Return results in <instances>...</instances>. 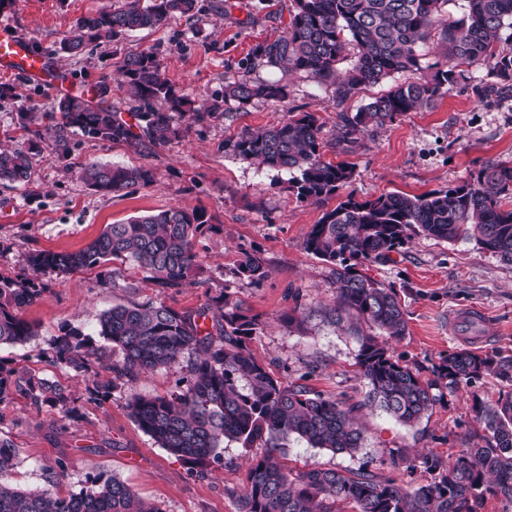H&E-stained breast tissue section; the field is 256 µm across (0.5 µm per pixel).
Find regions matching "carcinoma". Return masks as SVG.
I'll return each mask as SVG.
<instances>
[{"instance_id":"cac0c4a2","label":"carcinoma","mask_w":512,"mask_h":512,"mask_svg":"<svg viewBox=\"0 0 512 512\" xmlns=\"http://www.w3.org/2000/svg\"><path fill=\"white\" fill-rule=\"evenodd\" d=\"M448 0H293L289 22L280 35L255 48L252 61L224 85L209 111L196 120L235 103L283 102L288 85L251 77L258 66L303 72L318 84L335 87L342 105L369 85L394 74L422 69L421 45L440 30L438 59L427 65L426 78L391 86L356 112L337 113L332 145L341 153L361 136L392 123L400 115L433 106L466 79L465 69L489 67L494 81L477 89L481 97L512 96V0H465V15L443 18ZM198 0H127L118 9L77 21L59 48L78 55L91 43L120 33L154 28L168 19L192 17ZM355 50L351 66L341 71L348 47ZM133 94L137 124L118 115L100 92L97 99L66 94L57 112L48 115L47 146L66 152L75 130L112 142L166 144L183 137L175 115L189 111L190 100L176 93L164 78L160 61L149 52L130 54L120 67ZM323 125L314 112L289 113L281 124L249 129L233 145L245 160L295 173L290 188L300 201L324 203L348 184L353 168L346 162L323 160ZM31 156L21 149L0 150V181L22 182L29 176ZM83 180L98 192H119L150 180L147 170L91 163ZM512 195V164L491 163L470 174L461 185L422 195L389 193L372 200L349 194L327 210L308 233L305 250L336 266V303L389 338L406 334L405 310L398 294L363 273V267L384 263L415 236L448 242L472 239L479 247L512 262V208L502 201ZM203 215L169 208L110 224L78 251L34 253L35 272L67 274L103 266L115 259L130 261L150 274L162 291L185 286L198 266L195 239L203 233ZM237 273L253 282L267 277L261 258L243 253ZM45 288L27 277H0V345L16 344L34 335L20 310L41 298ZM99 335L112 343L121 359L112 363V380L134 382L149 371L168 370L188 362L185 390L171 397L135 395L130 415L159 447L176 456L197 475L208 472L224 442L263 448L252 459L247 482L237 498L238 512H480L487 498L512 502V394L492 404L473 397V412L484 435L464 448L451 464L432 452L409 457L399 452L393 464L421 468L430 476L415 486L401 484L368 469L314 467L292 474L283 463L291 441L334 454L363 448L359 422L364 408L376 406L397 421L413 426L440 400L436 391L456 389L485 375L512 383V356L460 349L444 357L424 379L388 352L387 342L358 335L360 378L366 398L351 402L326 398L304 385H284L249 349L260 327L243 303L227 293L212 299L195 316H185L160 302L119 304L103 311ZM53 361L76 371L91 368L90 350L82 333L69 328L56 337ZM0 366V404L13 393L34 406L51 401L64 415L73 412L64 389L34 376L10 379ZM17 458L11 443L0 438V512H162L123 480L96 475L65 497L48 490L32 491L4 479Z\"/></svg>"}]
</instances>
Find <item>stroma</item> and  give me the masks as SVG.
<instances>
[{"mask_svg":"<svg viewBox=\"0 0 512 512\" xmlns=\"http://www.w3.org/2000/svg\"><path fill=\"white\" fill-rule=\"evenodd\" d=\"M123 0H7L0 23L29 40L66 76L64 87L33 83L0 72V86L14 94L0 99V148L30 150L31 176L21 183L0 182V276H35L45 291L20 311L35 328L23 344L1 345L0 363L18 375H35L70 393L75 412L33 406L18 394L0 404V438L9 440L17 461L8 480L22 489L64 494L81 489L88 477L117 476L139 496L159 503L163 512H238L230 488H241L257 449L225 444L222 460L207 476L191 475L186 466L144 434L127 404L133 395L171 396L184 388L183 368L140 376L100 396L93 381H108L117 352L97 334L98 316L116 304L158 302L193 314L210 298L233 293L261 322L249 346L283 384H302L330 398L359 400L366 388L357 375L359 339L349 326L338 327L327 313L336 302L335 267L304 248V240L325 209L299 201L289 189L290 173L252 164L237 156L232 144L245 130L281 124L292 112L316 113L325 133L336 128L339 110L356 111L386 84L363 89L337 107L333 87L319 86L304 73L281 74L260 68L262 79L286 78L288 98L258 101L202 121L184 116L185 135L165 145L134 146L74 134L66 154L35 148L32 134L20 129L17 105L34 112V128L64 93L93 94L107 86V98L122 118H129L132 97L119 70L128 55L149 52L181 94L205 112L223 93L226 81L241 74L255 47L276 38L289 19L291 0H203L194 17H176L160 27L125 32L89 45L79 56L58 48L79 19L122 5ZM487 66L469 69L467 82L429 108L407 113L374 129L352 151L337 154L325 147L324 160L344 161L354 175L344 188L357 199L387 193L421 195L454 187L488 163H512V98L477 95L476 86L491 82ZM140 167L151 180L118 193L90 189L82 178L88 163ZM171 207L197 210L211 225L199 235L200 264L176 292H159L132 263L111 262L112 276L100 268L71 274L33 275L28 258L38 251H76L109 224ZM259 256L267 277L258 283L233 275L243 252ZM369 276L394 289L406 311L405 336L389 339L394 358L431 377L441 359L467 345L452 313L470 307L487 314L481 353L512 356V262L480 249L475 241L444 242L417 237L391 262L369 265ZM305 310L302 326L288 323L294 306ZM79 328L99 355L92 374L52 361V342L62 327ZM512 393V386L487 375L468 386L445 392L431 415L414 426L396 422L380 410L364 412L365 444L355 455L332 454L300 442L289 443L284 459L290 469L366 468L405 483H421V470L392 464V454L434 452L452 462L476 440L474 399L492 403Z\"/></svg>","mask_w":512,"mask_h":512,"instance_id":"stroma-1","label":"stroma"}]
</instances>
